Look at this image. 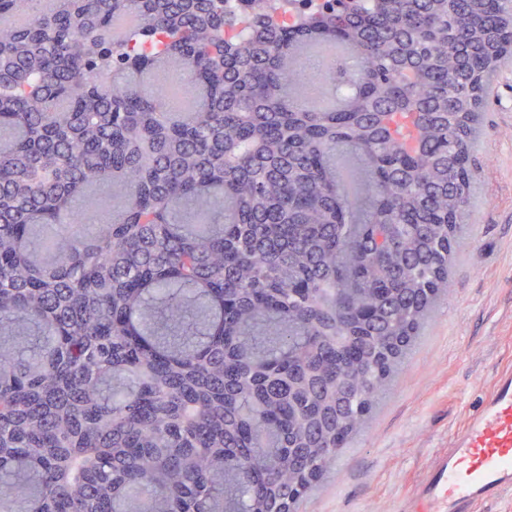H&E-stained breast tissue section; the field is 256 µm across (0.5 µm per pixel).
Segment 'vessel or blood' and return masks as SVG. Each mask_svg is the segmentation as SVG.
Instances as JSON below:
<instances>
[{"instance_id":"1","label":"vessel or blood","mask_w":512,"mask_h":512,"mask_svg":"<svg viewBox=\"0 0 512 512\" xmlns=\"http://www.w3.org/2000/svg\"><path fill=\"white\" fill-rule=\"evenodd\" d=\"M512 493V371L502 372L416 487L412 512H474Z\"/></svg>"}]
</instances>
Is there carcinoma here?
I'll return each mask as SVG.
<instances>
[{
    "label": "carcinoma",
    "instance_id": "obj_1",
    "mask_svg": "<svg viewBox=\"0 0 512 512\" xmlns=\"http://www.w3.org/2000/svg\"><path fill=\"white\" fill-rule=\"evenodd\" d=\"M38 2L0 0V512L296 507L448 293L512 0ZM314 38L341 110L290 96Z\"/></svg>",
    "mask_w": 512,
    "mask_h": 512
}]
</instances>
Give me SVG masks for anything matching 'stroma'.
<instances>
[{
	"mask_svg": "<svg viewBox=\"0 0 512 512\" xmlns=\"http://www.w3.org/2000/svg\"><path fill=\"white\" fill-rule=\"evenodd\" d=\"M450 287L297 512H406L433 458L512 369V67L487 92Z\"/></svg>",
	"mask_w": 512,
	"mask_h": 512,
	"instance_id": "1",
	"label": "stroma"
}]
</instances>
